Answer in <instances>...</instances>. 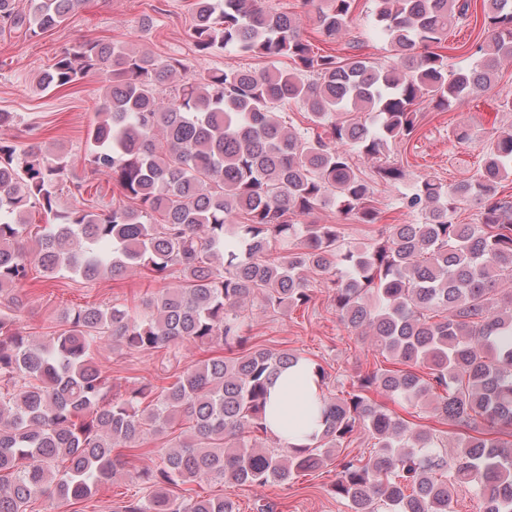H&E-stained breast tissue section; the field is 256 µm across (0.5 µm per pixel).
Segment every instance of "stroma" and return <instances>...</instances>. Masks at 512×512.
Segmentation results:
<instances>
[{
  "instance_id": "obj_1",
  "label": "stroma",
  "mask_w": 512,
  "mask_h": 512,
  "mask_svg": "<svg viewBox=\"0 0 512 512\" xmlns=\"http://www.w3.org/2000/svg\"><path fill=\"white\" fill-rule=\"evenodd\" d=\"M262 5L268 10L294 14L319 53L341 57L356 53L382 63L392 60L387 42L373 24L374 0H356L349 22L332 39L317 28L314 0H262ZM191 23V0H86L68 22L40 37H29L21 30L0 34V111L15 117L12 134L16 145L24 146L33 137L76 155L85 150L87 133L96 121L99 94L109 82L108 72H97L71 88L44 92L36 88L38 75L54 63L56 56L80 41L119 42L161 58H178L188 64L193 74L231 67L259 71L273 64L235 50L198 55L190 37ZM273 65L287 69L291 63L284 58ZM507 97L512 98V58L503 61L491 90L464 99L445 112L422 106L411 139L389 144V159L404 167L405 182L378 181L374 160L357 158L356 164L365 178L374 182L379 211L376 223L361 224L343 217L331 202L310 214L309 222L342 225L346 241L355 245L373 242L385 225L417 222L418 213L400 207L402 194L425 179L449 186L471 177L490 138L512 128V112L501 106ZM462 128L467 129L469 138L460 143L455 134ZM159 287V282L140 269L117 280L89 283L67 273L47 279L36 267L24 288L28 304L20 313V325L27 335L52 336L65 328L68 307L117 301L133 309L145 292ZM246 334L251 344L275 352L295 351L321 364L329 377L341 375L351 383L382 360L372 336L351 332L340 322L328 288L317 277L311 280V300L305 306L275 314L253 308ZM203 357V352L191 344L185 345L175 359L162 350L121 355L105 344L94 360L111 376L116 390L122 391L181 372ZM173 440V434L168 433L135 450L125 471L102 485L88 501L71 505L45 498L36 502L34 512H115L131 496L143 494L137 470L160 465L163 448ZM334 479V469L329 466L284 486L204 483L198 491L230 498L236 504V512H346L330 492Z\"/></svg>"
}]
</instances>
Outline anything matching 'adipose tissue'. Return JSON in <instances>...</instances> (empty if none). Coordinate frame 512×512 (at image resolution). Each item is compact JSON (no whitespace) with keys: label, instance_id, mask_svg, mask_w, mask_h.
Returning <instances> with one entry per match:
<instances>
[{"label":"adipose tissue","instance_id":"ef3b65f1","mask_svg":"<svg viewBox=\"0 0 512 512\" xmlns=\"http://www.w3.org/2000/svg\"><path fill=\"white\" fill-rule=\"evenodd\" d=\"M319 377L302 360L284 372L269 392L266 422L269 431L291 446L311 444L322 431Z\"/></svg>","mask_w":512,"mask_h":512}]
</instances>
